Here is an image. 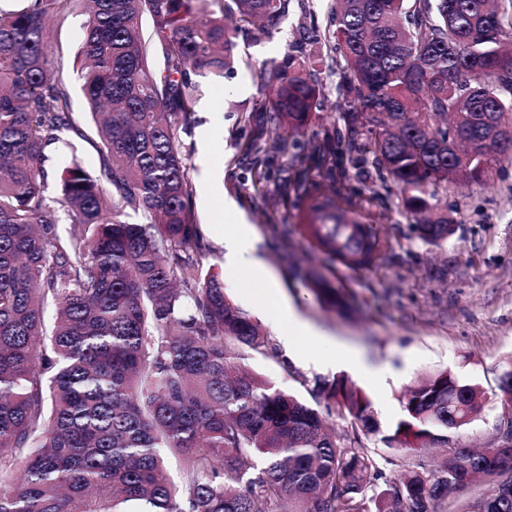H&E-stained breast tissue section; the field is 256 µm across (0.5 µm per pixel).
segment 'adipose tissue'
<instances>
[{
	"label": "adipose tissue",
	"mask_w": 512,
	"mask_h": 512,
	"mask_svg": "<svg viewBox=\"0 0 512 512\" xmlns=\"http://www.w3.org/2000/svg\"><path fill=\"white\" fill-rule=\"evenodd\" d=\"M238 213L236 202L232 198H225L224 216L235 221L236 230L222 238L224 263L232 271L243 275L253 289L262 291L267 297H274V277L257 255L256 238L252 228L239 221ZM279 311L284 326L282 342L289 355L299 356L296 339L300 336L307 337L316 351L328 345L326 332L301 320L288 304H280Z\"/></svg>",
	"instance_id": "obj_1"
}]
</instances>
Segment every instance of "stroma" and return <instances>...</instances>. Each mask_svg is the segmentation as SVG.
<instances>
[{
  "instance_id": "35a3bbf8",
  "label": "stroma",
  "mask_w": 512,
  "mask_h": 512,
  "mask_svg": "<svg viewBox=\"0 0 512 512\" xmlns=\"http://www.w3.org/2000/svg\"><path fill=\"white\" fill-rule=\"evenodd\" d=\"M307 14L320 25L328 23L325 0H290L287 12L267 23L265 31L238 36L237 63L229 77L200 82L191 131L180 134L179 143L195 185L194 211L204 245L201 260L207 266H222L226 295L258 322L271 344H279L278 308L249 293L241 276L223 266L224 199L232 197L243 221L254 229L257 254L275 276L280 296L301 319L339 344L360 349L369 362L388 366L384 376L354 381L372 401L381 426L399 418V399L407 385L447 370L477 382L484 392V412L458 432L459 444L487 446L500 425L498 377L512 364V164L505 165L494 181L449 191L448 209L456 230L438 246L419 238L400 209L394 185H382L375 175L363 179L353 170L338 181L341 193L366 187L379 192L370 207L371 223L388 246L374 265L344 269L321 263L304 235L295 231L287 241L278 240L272 225L296 222L297 211L290 202L295 191L276 177L254 191L252 156L246 145L257 139L262 147L271 146L274 127L258 129L247 122L246 114L263 99L262 71L282 61ZM85 22L77 9L54 17L48 41L49 55L70 87L72 109L80 118L86 102L75 57ZM70 140L64 134L46 148L44 166L50 179H57L75 156L86 168H98L96 151L84 142L70 149ZM314 274L347 296L346 313L318 301L309 289ZM247 363L282 388L297 392L337 432H357L359 447H380L378 434L356 431L352 418L326 409L317 392V381L346 376V369L325 370L304 356L291 358L289 373L271 357L255 354ZM296 371L307 377V384L293 379Z\"/></svg>"
}]
</instances>
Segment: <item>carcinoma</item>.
Wrapping results in <instances>:
<instances>
[{"label":"carcinoma","instance_id":"carcinoma-1","mask_svg":"<svg viewBox=\"0 0 512 512\" xmlns=\"http://www.w3.org/2000/svg\"><path fill=\"white\" fill-rule=\"evenodd\" d=\"M0 11V512H447L452 491L494 493L461 512H512V443L467 448L454 435L481 418V387L448 371L415 380L382 435L412 458L389 489L379 449L353 448L319 412L241 360L278 353L203 266L194 185L179 147L197 78L235 64L236 39L290 0H17ZM82 6L81 90L94 135L51 67L46 23ZM328 28L301 22L264 70L263 103L279 130L252 145L256 183L275 154L295 157L293 206L326 221H368L364 191L329 193L370 165L396 185L420 238L448 240V189L495 179L512 158L495 117L512 112V0H327ZM151 21L144 33L143 17ZM338 53L344 130L311 127L316 72ZM457 133L486 142L462 158ZM68 130L94 148L48 194L45 150ZM327 154L316 175L307 160ZM74 224L59 229L58 205ZM310 291L342 313L321 276ZM330 405L380 431L371 400L346 378L320 384ZM512 431V368L498 383ZM444 453L430 467L428 448ZM183 483L172 482L163 449Z\"/></svg>","mask_w":512,"mask_h":512}]
</instances>
